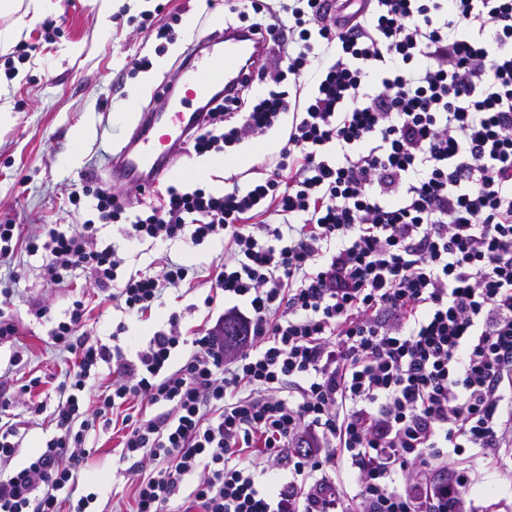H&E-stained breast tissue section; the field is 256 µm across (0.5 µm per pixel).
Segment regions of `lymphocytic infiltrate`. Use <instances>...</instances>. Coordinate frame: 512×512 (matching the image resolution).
Masks as SVG:
<instances>
[{
  "label": "lymphocytic infiltrate",
  "mask_w": 512,
  "mask_h": 512,
  "mask_svg": "<svg viewBox=\"0 0 512 512\" xmlns=\"http://www.w3.org/2000/svg\"><path fill=\"white\" fill-rule=\"evenodd\" d=\"M226 6L225 27L249 19L274 60L213 95L189 146L221 153L291 115L271 174L169 185L131 216L109 188L94 198L129 239L224 236L204 303H242L246 347L226 360L223 337L182 335L175 312L147 340L122 345L120 324L105 342L73 300L49 332L75 359L54 401L31 400L37 377L0 393V512H94V440L131 403L132 512H464L458 457L497 465L512 447V0ZM95 222L26 239L0 224V265L24 245L48 284L88 274L140 316L190 281L169 259L119 279ZM28 414L53 434L16 468Z\"/></svg>",
  "instance_id": "1"
}]
</instances>
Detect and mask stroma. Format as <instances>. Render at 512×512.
Returning a JSON list of instances; mask_svg holds the SVG:
<instances>
[{
    "label": "stroma",
    "mask_w": 512,
    "mask_h": 512,
    "mask_svg": "<svg viewBox=\"0 0 512 512\" xmlns=\"http://www.w3.org/2000/svg\"><path fill=\"white\" fill-rule=\"evenodd\" d=\"M161 3L179 17L175 39L165 45L135 21ZM100 4L101 0H52L8 48H0V105L9 112L8 121L0 123V224H19L26 235L36 234L43 224L77 226L95 218L93 197L83 198L75 215L67 205L68 192L108 181L107 156L120 149L142 106L174 69L186 45L209 33L213 14L206 0H115L114 11L128 15L121 23L104 18ZM32 44L38 47L35 56L21 59L22 46ZM144 57L150 68L139 67ZM251 144L257 149L251 163L216 165L203 186L220 191L228 178L244 184L268 173L274 150L263 149L257 138ZM98 236L116 246L126 272L161 274L162 258L168 255L192 267L195 277L191 283L167 288L163 306L151 317L140 318L118 308L87 275H77L64 288L47 284L40 275L42 256L16 250L12 268L0 267V289L13 291L12 313L26 348V363L8 370L11 351L0 349V386L39 375L53 386L63 380L74 357L55 347L49 329L76 299L86 301L94 331L103 339L120 323L126 337L145 339L164 328L174 311L182 315L181 332L215 326L226 304L219 298L208 307L204 299L211 267L224 258L223 237L197 247L137 242L123 237L114 224L100 227ZM13 269L20 274L15 281L9 277ZM40 310L47 311V318H37ZM113 419L114 426L101 435L91 460L92 479L100 512H127L132 488L117 472L125 429L121 414ZM466 465L478 479L465 496L467 512H512V481L491 469L483 456L468 458Z\"/></svg>",
    "instance_id": "stroma-1"
}]
</instances>
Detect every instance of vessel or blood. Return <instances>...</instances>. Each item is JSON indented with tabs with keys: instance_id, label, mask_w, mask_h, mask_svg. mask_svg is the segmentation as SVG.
Segmentation results:
<instances>
[{
	"instance_id": "1",
	"label": "vessel or blood",
	"mask_w": 512,
	"mask_h": 512,
	"mask_svg": "<svg viewBox=\"0 0 512 512\" xmlns=\"http://www.w3.org/2000/svg\"><path fill=\"white\" fill-rule=\"evenodd\" d=\"M264 53V37L248 29L216 30L190 45L171 85L158 90L165 108L145 107L128 140L110 156L111 180L147 189L167 181L195 129L208 120L189 103L219 87L232 92L245 78V61Z\"/></svg>"
}]
</instances>
